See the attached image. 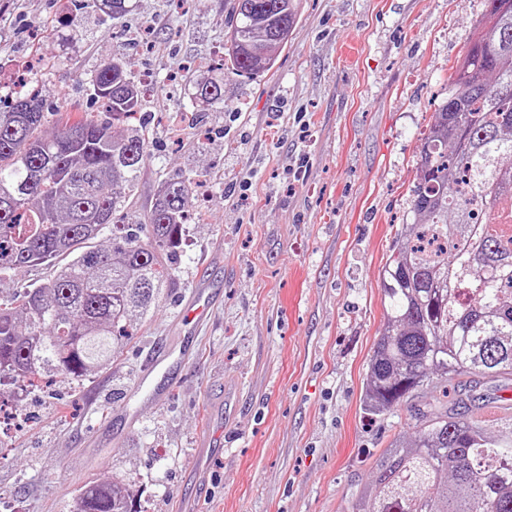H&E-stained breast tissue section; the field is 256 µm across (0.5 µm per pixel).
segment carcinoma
Segmentation results:
<instances>
[{
	"instance_id": "carcinoma-1",
	"label": "carcinoma",
	"mask_w": 512,
	"mask_h": 512,
	"mask_svg": "<svg viewBox=\"0 0 512 512\" xmlns=\"http://www.w3.org/2000/svg\"><path fill=\"white\" fill-rule=\"evenodd\" d=\"M478 37L448 72L418 156L410 222L380 272L386 328L369 363L365 407L390 412L427 386L462 375L512 376V9L484 0ZM296 16L283 0H234L231 72L270 68ZM109 118L47 114L36 92L0 110V280L64 257L51 278L0 296V385L46 376L81 381L112 362L128 327L158 306L172 282L191 178L169 179L143 220L119 224L149 155L125 126L143 110L119 54L91 77ZM194 98L224 107V77ZM112 227V245L92 241ZM466 391L415 410L411 438L395 439L350 512H512V437L493 439L466 417ZM123 479L83 486L73 512H135Z\"/></svg>"
}]
</instances>
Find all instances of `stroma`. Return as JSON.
I'll return each mask as SVG.
<instances>
[{"label":"stroma","instance_id":"35a3bbf8","mask_svg":"<svg viewBox=\"0 0 512 512\" xmlns=\"http://www.w3.org/2000/svg\"><path fill=\"white\" fill-rule=\"evenodd\" d=\"M0 0V95L38 59L30 85L92 108L89 79L120 53L145 97L150 158L123 210L153 206L184 175L192 196L174 279L110 365L26 393L0 435V512H71L88 482L117 477L135 512H348L381 454L409 436L433 389L381 416L364 410L386 321L379 272L417 183L419 140L448 70L478 32L482 0H299L274 66L224 75V106L193 98L229 45L233 0H128L126 14L81 0ZM214 306L194 357L163 401L128 426L145 358L178 334L203 278ZM470 415L512 435V378H461Z\"/></svg>","mask_w":512,"mask_h":512}]
</instances>
